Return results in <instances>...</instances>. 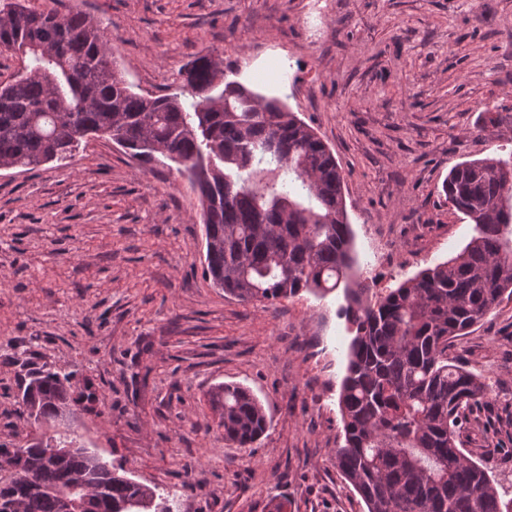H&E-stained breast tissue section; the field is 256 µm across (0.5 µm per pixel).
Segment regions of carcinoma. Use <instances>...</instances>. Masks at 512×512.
Returning a JSON list of instances; mask_svg holds the SVG:
<instances>
[{
	"label": "carcinoma",
	"mask_w": 512,
	"mask_h": 512,
	"mask_svg": "<svg viewBox=\"0 0 512 512\" xmlns=\"http://www.w3.org/2000/svg\"><path fill=\"white\" fill-rule=\"evenodd\" d=\"M0 0V50L22 67L0 85V167L68 164L81 144L108 137L150 164L177 165L199 198L203 274L242 302L272 305L302 292L344 287L355 327L339 407L344 445L336 468L367 512H512L488 467L458 447L461 423L485 385L448 361V342L512 298V158L452 167L448 203L473 225L465 247L383 296L353 273L344 178L326 143L278 96L228 81L219 53L178 71V91H131L117 73L103 22L83 11ZM68 376L31 374L22 414L65 416ZM224 441L246 448L269 417L250 390H210ZM75 446L64 457L52 445ZM87 481L90 512H171L170 496L146 490L77 437L29 436L0 448V512H60V491Z\"/></svg>",
	"instance_id": "carcinoma-1"
}]
</instances>
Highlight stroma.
Returning <instances> with one entry per match:
<instances>
[{"label":"stroma","instance_id":"35a3bbf8","mask_svg":"<svg viewBox=\"0 0 512 512\" xmlns=\"http://www.w3.org/2000/svg\"><path fill=\"white\" fill-rule=\"evenodd\" d=\"M109 25L135 92H172L195 55L285 98L344 176L357 275L383 295L473 231L442 183L512 154V0H55ZM498 123L484 129L483 115ZM200 205L169 166L94 139L68 165L0 169V446L22 445L21 389L68 374L81 444L169 491L173 512H365L336 468L351 335L341 291L264 307L205 279ZM448 357L486 385L460 433L512 492V299ZM250 389L270 418L232 448L207 392Z\"/></svg>","mask_w":512,"mask_h":512}]
</instances>
